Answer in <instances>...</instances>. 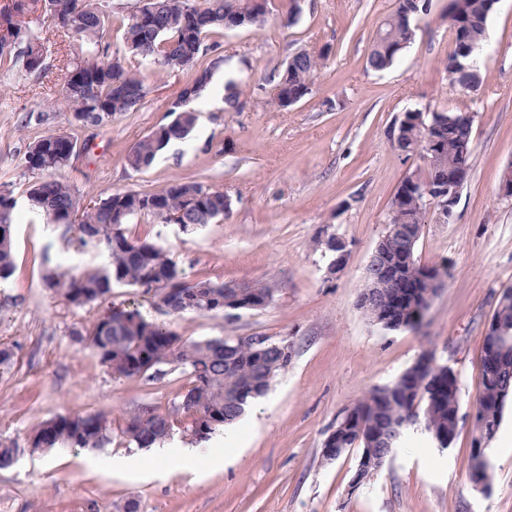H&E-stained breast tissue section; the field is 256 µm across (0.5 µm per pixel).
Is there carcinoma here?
<instances>
[{
    "label": "carcinoma",
    "mask_w": 512,
    "mask_h": 512,
    "mask_svg": "<svg viewBox=\"0 0 512 512\" xmlns=\"http://www.w3.org/2000/svg\"><path fill=\"white\" fill-rule=\"evenodd\" d=\"M38 0H13L0 11V60L20 48L22 67L28 74L40 75L45 46L41 38L23 21ZM494 0H462L455 12L448 13V29L457 34L446 69L461 59L464 50L480 45L486 35L487 21L494 11ZM47 20L71 33L80 41V50L68 56L61 96L53 108L66 111L85 126H105L112 118L137 110L149 88L140 67L151 62L164 72H183L189 79L169 103L171 120L139 139L127 154L128 165L136 170L150 167L169 144L187 139L195 130L199 110L191 102L203 98L210 88L215 63L204 67L200 58L207 54L206 38L232 27L260 30L267 22V0H142L123 22V50L107 59L110 49L105 40L110 13L101 0H43ZM427 10L426 0H398L396 10L378 27L367 58L376 71L389 68L414 36L407 20L411 11ZM329 47L323 45L296 54L279 74L271 103L287 108L312 93L313 78ZM440 126L434 148L435 158L448 171L469 165L472 124L459 113L434 112L432 115H406L403 131L417 139L424 135L430 121ZM76 144L65 132L49 133L29 147L22 166L29 176L26 199L28 209L42 216L53 213L69 224L68 243L88 247L83 232L95 226L104 238L98 247L108 254L107 262L80 274L58 263L45 268L46 288L67 305L81 308L105 300L113 285L139 288L157 303L167 305L166 313L178 316L188 311L181 302L182 293L200 284L187 281L166 248L148 237H131L124 225L133 219L144 223L166 224L172 216L183 228L194 224H214L224 220L230 201L224 191L199 182H174L151 194L136 191L116 192L92 203L73 185L54 174L68 166ZM393 198L390 223L404 224L412 219L424 225L427 218L425 198L401 182ZM19 220L13 191L0 187V281L14 272V226ZM442 271L445 263L425 265L412 254L404 262L403 278L417 280L426 271ZM392 309L405 329H417L423 318L411 302L396 305L386 302L364 311L373 318L378 311ZM74 342L88 348L115 380L138 378L156 366L172 365L188 378L189 401L179 410L190 419L183 426L178 414H163L152 405L140 406L123 415L120 437L136 448H152L170 440L178 431L196 443L195 424L199 416L210 418V434L230 425L244 413L253 399L265 395L276 376L285 370L292 355L276 350L258 351L246 337L223 341L186 343L168 325L145 319L135 308L112 310L92 328L72 333ZM482 371V391L478 402L482 414L501 424L505 398L499 386ZM460 388L456 373L437 363L434 355L423 352L418 360L395 381L369 391L347 411L355 419L347 448L366 449L365 439L386 431L401 439L411 426L422 425L431 437L455 438L459 422ZM35 444L26 451L40 454L42 448H78L100 450L112 439V420L100 412L60 415L42 422L33 433ZM21 448L14 442L0 441V469L14 464Z\"/></svg>",
    "instance_id": "cac0c4a2"
}]
</instances>
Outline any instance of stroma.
<instances>
[{"instance_id": "1", "label": "stroma", "mask_w": 512, "mask_h": 512, "mask_svg": "<svg viewBox=\"0 0 512 512\" xmlns=\"http://www.w3.org/2000/svg\"><path fill=\"white\" fill-rule=\"evenodd\" d=\"M397 0H303L297 22L283 27L285 0H272L265 28L216 34L226 59L212 84L242 83L241 111L201 110L192 136L175 142L147 169L126 162L130 147L168 122L169 100L184 73L145 71L149 93L139 110L89 128L50 109L59 94L65 51L74 37L41 9L27 20L46 46V74L0 66V184L24 201L28 177L21 159L41 136L58 130L77 142L60 178L87 199L115 192H153L176 181L223 189L231 202L224 221L185 234L166 224H127L132 236L159 237L189 281H275L265 309L170 316L154 299L118 284L111 295L81 308L43 284L47 262L69 259L84 270L103 254L66 249L63 229L28 215L14 230L15 271L0 285V340L14 362L0 373V439L26 447L30 433L59 414L104 412L113 426L141 404L177 409L188 379L172 366L154 378L113 380L90 350L71 339L110 308L133 303L149 319L170 325L183 341L263 336L288 341L292 361L268 393L250 404L243 438L224 464L162 477L116 474L90 467L85 450L21 455L0 470V512H512V451L489 444L492 489H472L467 476L471 412L482 389L479 354L484 328L502 289L512 288V198L499 194L512 168V0H498L472 61L482 83L453 84L445 63L454 49L448 0H429L411 20L412 42L388 69L368 67L381 21ZM329 46L313 92L287 108L272 105L281 72L296 53ZM427 109L471 114L470 175L450 223L428 217L417 248L421 263L447 262L449 276L419 329L386 330L357 306L369 257L390 219L403 179L424 171L402 154L392 132L404 112ZM352 244L346 268L329 275L316 241L321 232ZM458 375L457 435L441 448L424 428L410 430L376 475L356 492L348 486L360 456H322L323 442L363 394L397 379L424 351Z\"/></svg>"}]
</instances>
